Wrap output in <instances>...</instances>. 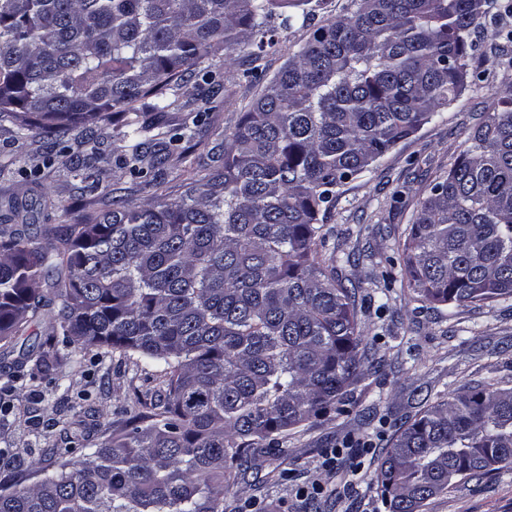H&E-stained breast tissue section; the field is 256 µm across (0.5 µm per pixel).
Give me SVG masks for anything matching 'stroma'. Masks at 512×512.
I'll use <instances>...</instances> for the list:
<instances>
[{
	"instance_id": "stroma-1",
	"label": "stroma",
	"mask_w": 512,
	"mask_h": 512,
	"mask_svg": "<svg viewBox=\"0 0 512 512\" xmlns=\"http://www.w3.org/2000/svg\"><path fill=\"white\" fill-rule=\"evenodd\" d=\"M482 20L472 39L474 77L462 94L409 139L357 179L341 187L323 221V258L355 291L358 328L369 356L384 368L358 383L331 420L312 419L288 434L285 452L263 449L224 496L225 512H387L376 473L395 430L448 391L488 377L512 385V300L465 307L434 304L408 284L403 244L430 183L445 176L466 153L471 133L486 119L495 93L512 87V0ZM353 0H318L308 21L274 19L276 45L261 58L235 52L204 59L181 89L184 109L152 113L163 130L197 120L193 139L171 146L164 164L144 149L141 171L122 169L130 148L120 122L104 116L91 129L53 138L22 136L0 121V215L16 204L15 227L65 232L75 217H95L115 201L141 205L178 201L188 183L224 167V140L269 81L327 21L352 15ZM213 91L215 109L199 111L202 89ZM52 319L42 313L27 336L0 344V484L27 482L33 463L54 462L72 449L87 453L144 410L163 389L149 371L117 351L86 352L74 362L59 347L50 373L16 368L22 353H38ZM422 512H512V468L459 482Z\"/></svg>"
}]
</instances>
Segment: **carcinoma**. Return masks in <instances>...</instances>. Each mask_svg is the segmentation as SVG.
Here are the masks:
<instances>
[{
    "mask_svg": "<svg viewBox=\"0 0 512 512\" xmlns=\"http://www.w3.org/2000/svg\"><path fill=\"white\" fill-rule=\"evenodd\" d=\"M312 0H0V119L51 137L106 112L163 152L142 108L180 111L181 77L217 51L258 57L283 8ZM316 27L174 203L76 218L38 242L0 228V342L25 335L40 281L66 270L53 335L156 368L165 398L73 462L1 486L0 512H224L255 444L336 414L375 363L351 292L319 260L337 190L464 90L471 33L498 0H354ZM421 202L403 244L428 301L512 298V89ZM31 361L46 374L55 344ZM512 466V387L454 389L396 431L376 482L388 512Z\"/></svg>",
    "mask_w": 512,
    "mask_h": 512,
    "instance_id": "carcinoma-1",
    "label": "carcinoma"
}]
</instances>
